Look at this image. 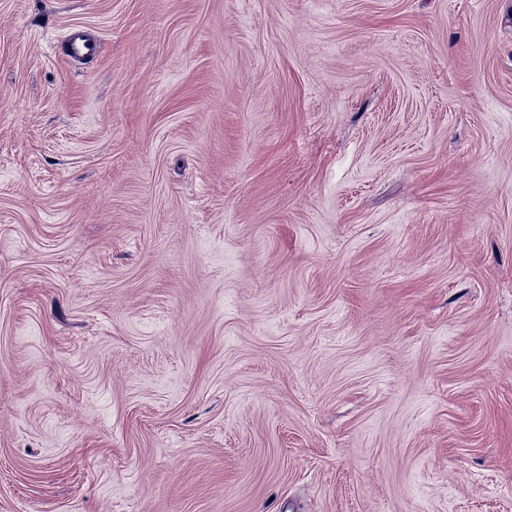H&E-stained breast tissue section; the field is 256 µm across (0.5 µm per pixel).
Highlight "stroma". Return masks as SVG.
Listing matches in <instances>:
<instances>
[{
  "label": "stroma",
  "instance_id": "stroma-1",
  "mask_svg": "<svg viewBox=\"0 0 512 512\" xmlns=\"http://www.w3.org/2000/svg\"><path fill=\"white\" fill-rule=\"evenodd\" d=\"M0 512H512V0H0ZM101 41L84 31H71L63 44V53L77 60H91L99 55Z\"/></svg>",
  "mask_w": 512,
  "mask_h": 512
}]
</instances>
